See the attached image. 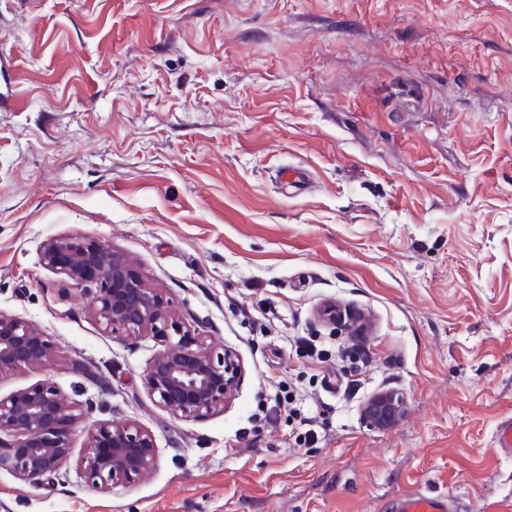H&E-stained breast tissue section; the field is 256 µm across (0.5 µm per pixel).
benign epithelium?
Listing matches in <instances>:
<instances>
[{
  "instance_id": "obj_1",
  "label": "benign epithelium",
  "mask_w": 512,
  "mask_h": 512,
  "mask_svg": "<svg viewBox=\"0 0 512 512\" xmlns=\"http://www.w3.org/2000/svg\"><path fill=\"white\" fill-rule=\"evenodd\" d=\"M45 268L84 286L92 316L108 334L162 346L144 372L149 400L175 418L196 420L222 413L234 400L243 366L235 352H218L207 337L177 315L164 291L119 252L87 237L48 240L41 253ZM316 317L334 332H366L370 317L341 303H327ZM56 355L52 341L22 317L0 312V377L39 368ZM406 393L383 387L363 404V423L386 431L405 414ZM85 410L67 403L54 383L36 382L0 396V468L21 481L39 484L57 474L72 453L74 428ZM157 445L151 430L137 420L100 421L89 431L82 473L88 485L130 484L155 465Z\"/></svg>"
}]
</instances>
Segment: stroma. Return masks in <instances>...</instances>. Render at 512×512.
<instances>
[{"label": "stroma", "instance_id": "35a3bbf8", "mask_svg": "<svg viewBox=\"0 0 512 512\" xmlns=\"http://www.w3.org/2000/svg\"><path fill=\"white\" fill-rule=\"evenodd\" d=\"M300 166L303 183L278 172ZM128 256L232 349L225 412L147 397L160 348L106 334L41 247ZM368 313L365 336L315 319ZM0 312L56 345L0 395L53 382L90 422L136 419L154 469L39 485L0 512H390L413 492L512 512V0H0ZM403 389L405 416L364 401ZM295 400L298 418L275 401ZM407 406L408 399L403 390L383 387L364 402L361 419L370 429L386 431L404 416ZM493 447L498 454L512 457V417L504 419L498 424Z\"/></svg>", "mask_w": 512, "mask_h": 512}]
</instances>
